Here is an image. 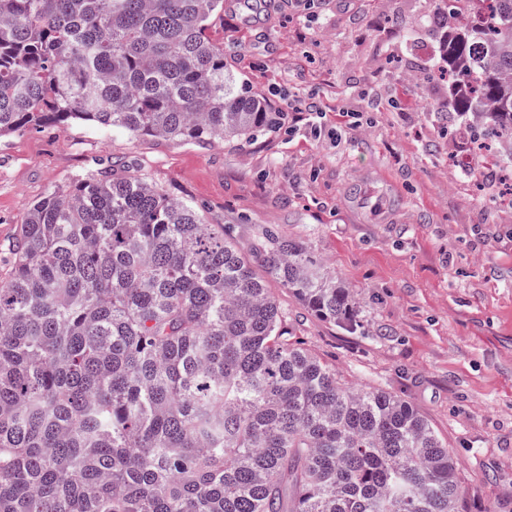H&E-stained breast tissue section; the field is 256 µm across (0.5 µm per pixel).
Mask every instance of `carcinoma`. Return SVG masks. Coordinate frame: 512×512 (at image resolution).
<instances>
[{"label":"carcinoma","instance_id":"1","mask_svg":"<svg viewBox=\"0 0 512 512\" xmlns=\"http://www.w3.org/2000/svg\"><path fill=\"white\" fill-rule=\"evenodd\" d=\"M448 109L512 164V0H438ZM224 0H0V138L283 128L208 37ZM108 163L24 215L0 284V512H461L404 398L341 382L271 284L355 331L353 292L272 228L229 231ZM262 267L264 274L256 272Z\"/></svg>","mask_w":512,"mask_h":512}]
</instances>
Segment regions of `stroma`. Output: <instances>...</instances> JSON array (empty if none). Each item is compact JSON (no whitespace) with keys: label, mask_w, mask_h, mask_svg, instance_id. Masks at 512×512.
<instances>
[{"label":"stroma","mask_w":512,"mask_h":512,"mask_svg":"<svg viewBox=\"0 0 512 512\" xmlns=\"http://www.w3.org/2000/svg\"><path fill=\"white\" fill-rule=\"evenodd\" d=\"M433 0H224L208 29L279 132L189 143L74 124L0 139V279L22 219L53 187L119 161L228 226L243 253L263 228L304 244L350 288L353 334L275 287L288 325L355 387L411 402L455 453L467 512H512V211L461 173L471 137L448 115ZM421 106L393 105L399 89ZM354 124L337 126V110ZM374 171L403 199L356 223L348 182Z\"/></svg>","instance_id":"obj_1"}]
</instances>
